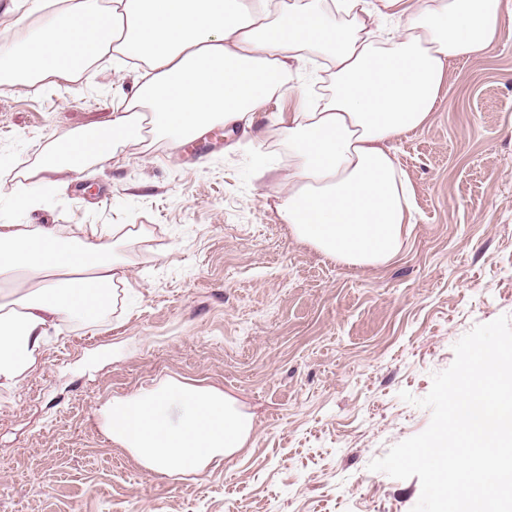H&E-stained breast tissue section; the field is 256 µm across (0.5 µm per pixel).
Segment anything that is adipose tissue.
<instances>
[{"label":"adipose tissue","mask_w":512,"mask_h":512,"mask_svg":"<svg viewBox=\"0 0 512 512\" xmlns=\"http://www.w3.org/2000/svg\"><path fill=\"white\" fill-rule=\"evenodd\" d=\"M512 33V0H78L0 45V84L78 80L103 57L141 62L110 125L52 142L29 172L50 183L119 161L126 145L176 148L214 124L251 125L272 97L311 98L279 133L276 194L300 241L337 262H389L411 231L412 183L395 143L432 119L452 62L490 55ZM324 93L299 74L313 59ZM121 224L79 239L50 224H0V390L43 362L56 321H97L130 285ZM106 434L145 469L176 478L242 448L253 421L223 389L173 378L108 400Z\"/></svg>","instance_id":"ef3b65f1"}]
</instances>
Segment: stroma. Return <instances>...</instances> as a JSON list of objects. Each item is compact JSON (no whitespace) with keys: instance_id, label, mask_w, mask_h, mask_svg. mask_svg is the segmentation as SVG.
I'll return each mask as SVG.
<instances>
[{"instance_id":"obj_1","label":"stroma","mask_w":512,"mask_h":512,"mask_svg":"<svg viewBox=\"0 0 512 512\" xmlns=\"http://www.w3.org/2000/svg\"><path fill=\"white\" fill-rule=\"evenodd\" d=\"M139 75L0 85V223L128 224L138 282L98 322L56 323L44 363L0 391V512H411L418 478L369 470L426 429L434 373L475 325L512 317V39L452 63L432 121L396 145L416 222L396 257L349 268L294 237L267 194L288 169L284 94L251 127L129 146L73 181L21 174L64 134L111 123ZM34 190L35 207L14 206ZM174 378L253 417L238 451L174 481L112 443L107 400Z\"/></svg>"}]
</instances>
